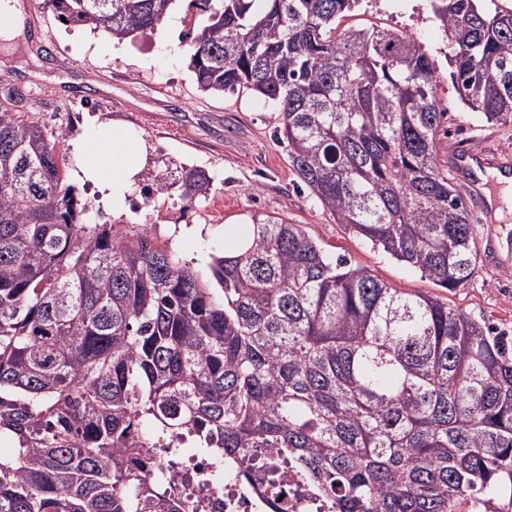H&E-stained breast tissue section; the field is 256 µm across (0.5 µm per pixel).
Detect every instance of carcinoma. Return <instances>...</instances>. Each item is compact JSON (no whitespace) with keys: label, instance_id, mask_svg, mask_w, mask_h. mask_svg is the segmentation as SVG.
<instances>
[{"label":"carcinoma","instance_id":"carcinoma-1","mask_svg":"<svg viewBox=\"0 0 512 512\" xmlns=\"http://www.w3.org/2000/svg\"><path fill=\"white\" fill-rule=\"evenodd\" d=\"M174 0H52L118 41ZM201 90L279 108L301 182L353 236L452 291L479 247L440 161L448 109L411 34L338 29L360 0H190ZM450 79L512 124V8L431 0ZM59 141L0 103V512H192L149 480L189 440L269 448L332 512H512V334L330 259L301 224L240 226L207 274L154 224H87ZM204 185L192 171L182 199Z\"/></svg>","mask_w":512,"mask_h":512}]
</instances>
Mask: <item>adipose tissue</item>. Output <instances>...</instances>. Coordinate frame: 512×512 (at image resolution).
Masks as SVG:
<instances>
[{
  "mask_svg": "<svg viewBox=\"0 0 512 512\" xmlns=\"http://www.w3.org/2000/svg\"><path fill=\"white\" fill-rule=\"evenodd\" d=\"M148 145L142 136L111 126L94 128L74 149L75 179L91 182L100 205L123 199L144 168Z\"/></svg>",
  "mask_w": 512,
  "mask_h": 512,
  "instance_id": "obj_1",
  "label": "adipose tissue"
}]
</instances>
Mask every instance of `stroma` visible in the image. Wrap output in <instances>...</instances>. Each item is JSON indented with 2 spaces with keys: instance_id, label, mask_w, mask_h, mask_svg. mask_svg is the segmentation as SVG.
Segmentation results:
<instances>
[{
  "instance_id": "obj_1",
  "label": "stroma",
  "mask_w": 512,
  "mask_h": 512,
  "mask_svg": "<svg viewBox=\"0 0 512 512\" xmlns=\"http://www.w3.org/2000/svg\"><path fill=\"white\" fill-rule=\"evenodd\" d=\"M21 3L32 42L19 44L15 55H0V81L20 92L16 111L59 135L68 159L93 122L133 129L149 146L141 185L114 211L92 209L90 222L157 224L165 232L204 225L209 235L174 244L181 261L203 272L210 254L224 248L218 233L225 226L279 218L303 225L330 257L365 267L392 288L439 296L453 309L512 329V200L500 201L499 189L478 194L458 182L473 212L480 259L461 287L439 288L420 271L352 237L302 186L285 143L274 135L279 110L272 102L249 92L223 97L200 91L189 67L187 34L202 18L189 0H177L172 10L176 28L163 25L123 42L63 22L47 0ZM340 25L386 27L419 39L437 67L435 95L448 108L446 133L438 140L441 156L465 145L512 160V125L488 124L461 103L429 0H361ZM191 170L204 173L209 186L189 204L181 184ZM146 182L158 187L149 198L143 195Z\"/></svg>"
}]
</instances>
